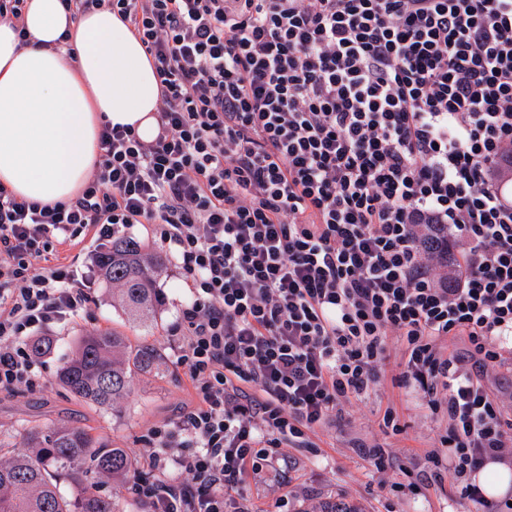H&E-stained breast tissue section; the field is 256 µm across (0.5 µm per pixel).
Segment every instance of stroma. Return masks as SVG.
Instances as JSON below:
<instances>
[{
  "mask_svg": "<svg viewBox=\"0 0 512 512\" xmlns=\"http://www.w3.org/2000/svg\"><path fill=\"white\" fill-rule=\"evenodd\" d=\"M164 301L143 324L131 323L110 287L94 279L95 298L79 317L55 332L56 348L44 354L41 372L50 384L43 389L17 394L0 393V458L28 453L27 433L48 430L60 424H73L101 437L111 448L134 454L148 428L174 420L179 409L193 400L191 389L177 364L172 329L181 306L190 299L191 289L174 260H167L157 279ZM113 330L127 336L130 344L147 340L163 356L159 372L133 375L130 392L112 407H99L74 397L58 378L59 354L73 350L84 335ZM390 357L384 367L386 383L368 399L343 403L342 417L318 430V451L286 449V464L268 471L247 491L250 512H271L278 496L293 492L296 512H327L343 501L361 512H481L479 504L459 498L449 488L430 486L418 495H396L365 456L367 448L382 446L401 463L389 474L390 482H402L407 472H419L426 465V452L434 445L441 427L431 417L421 399L405 389L392 386L391 377L401 371V351L390 344ZM394 407L405 432L394 435L382 431L381 414Z\"/></svg>",
  "mask_w": 512,
  "mask_h": 512,
  "instance_id": "stroma-1",
  "label": "stroma"
}]
</instances>
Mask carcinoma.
I'll return each mask as SVG.
<instances>
[{
	"mask_svg": "<svg viewBox=\"0 0 512 512\" xmlns=\"http://www.w3.org/2000/svg\"><path fill=\"white\" fill-rule=\"evenodd\" d=\"M96 265L118 291L129 319L143 324L161 303L157 277L165 267L158 253L142 252L131 239L118 240L99 253ZM162 356L150 343L129 347L126 337L110 330L87 335L75 350L60 357L59 379L76 397L108 407L130 391L132 371L160 369ZM30 454L0 459V512H117L112 498L99 493L101 480L124 474L131 460L121 448H108L78 426L29 432ZM78 488L64 496L60 475Z\"/></svg>",
	"mask_w": 512,
	"mask_h": 512,
	"instance_id": "carcinoma-1",
	"label": "carcinoma"
}]
</instances>
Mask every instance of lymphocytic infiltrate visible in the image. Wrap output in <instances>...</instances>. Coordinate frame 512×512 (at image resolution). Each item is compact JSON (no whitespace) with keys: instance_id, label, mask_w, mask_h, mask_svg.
I'll list each match as a JSON object with an SVG mask.
<instances>
[{"instance_id":"lymphocytic-infiltrate-1","label":"lymphocytic infiltrate","mask_w":512,"mask_h":512,"mask_svg":"<svg viewBox=\"0 0 512 512\" xmlns=\"http://www.w3.org/2000/svg\"><path fill=\"white\" fill-rule=\"evenodd\" d=\"M105 5L161 88L157 134L103 123L79 195L0 186V393L47 384L31 339L92 301L58 247L103 249L148 224L192 296L173 332L193 401L151 426L134 490L146 512H224L285 448L383 379L445 419L420 478L484 512L473 474L512 460V0H61ZM456 240L454 284L428 243ZM468 360L448 357V340ZM189 480L170 475L171 464Z\"/></svg>"}]
</instances>
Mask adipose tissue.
I'll list each match as a JSON object with an SVG mask.
<instances>
[{
  "instance_id": "adipose-tissue-1",
  "label": "adipose tissue",
  "mask_w": 512,
  "mask_h": 512,
  "mask_svg": "<svg viewBox=\"0 0 512 512\" xmlns=\"http://www.w3.org/2000/svg\"><path fill=\"white\" fill-rule=\"evenodd\" d=\"M24 22L22 48L0 23V184L29 201H68L94 169L103 122L154 138L160 85L139 39L107 9L70 23L60 0H27ZM65 30L73 60L54 45Z\"/></svg>"
}]
</instances>
